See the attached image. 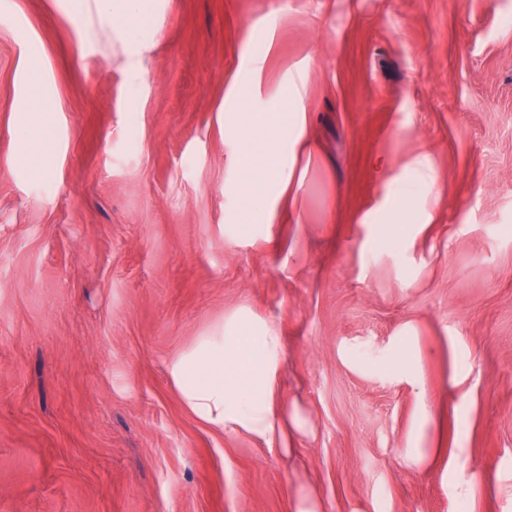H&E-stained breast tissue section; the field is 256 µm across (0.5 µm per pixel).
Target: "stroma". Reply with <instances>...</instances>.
<instances>
[{
    "mask_svg": "<svg viewBox=\"0 0 512 512\" xmlns=\"http://www.w3.org/2000/svg\"><path fill=\"white\" fill-rule=\"evenodd\" d=\"M142 32L133 79L66 0H0V512H512V0H171ZM295 91L301 218L239 236L224 114ZM242 309L283 339L286 450L169 374ZM52 93L45 84L38 70L31 72L26 96L24 98V112H31L33 115V123L39 127L34 130L27 140L23 153V162L26 169L31 174H40L44 171V154L45 150L43 142L45 139V129L42 125V115L50 111V101ZM410 194L406 192L398 193V201L387 211L383 221V233L385 237L400 238L409 224L408 212L410 208Z\"/></svg>",
    "mask_w": 512,
    "mask_h": 512,
    "instance_id": "stroma-1",
    "label": "stroma"
}]
</instances>
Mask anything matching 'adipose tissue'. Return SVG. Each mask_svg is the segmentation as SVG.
<instances>
[{
  "label": "adipose tissue",
  "mask_w": 512,
  "mask_h": 512,
  "mask_svg": "<svg viewBox=\"0 0 512 512\" xmlns=\"http://www.w3.org/2000/svg\"><path fill=\"white\" fill-rule=\"evenodd\" d=\"M168 2L78 0L77 12L87 18V37L111 34L121 68L139 78L146 73L147 56L154 47L142 34L140 22L145 16L161 15ZM51 97L39 71H32L24 109L31 112L35 130L26 143L23 162L33 174L44 170L41 122ZM225 120L233 127L238 229L244 234L254 217L276 223L281 207L296 199L301 186L299 156L311 153L313 144L307 114L296 93L277 111L257 115L250 123L237 122L230 114ZM286 129L291 130V138H283ZM282 359L283 343L276 325L244 310L225 321L223 336L204 342L176 362L172 376L184 402L208 425L227 434L246 431L269 443L280 433Z\"/></svg>",
  "instance_id": "obj_1"
}]
</instances>
